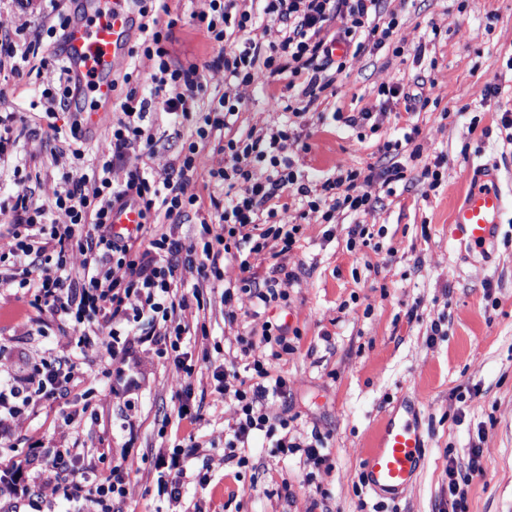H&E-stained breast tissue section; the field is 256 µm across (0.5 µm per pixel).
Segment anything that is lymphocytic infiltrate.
I'll return each instance as SVG.
<instances>
[{"label":"lymphocytic infiltrate","mask_w":512,"mask_h":512,"mask_svg":"<svg viewBox=\"0 0 512 512\" xmlns=\"http://www.w3.org/2000/svg\"><path fill=\"white\" fill-rule=\"evenodd\" d=\"M137 2L139 45L130 51L131 62L113 76L129 90L107 144L96 155L88 153L82 131L85 118L72 107L64 67L40 63L45 71L40 105L46 117L65 114V127H53L52 137L61 140V153L71 155L78 165L62 174L48 203H40L27 186L0 198V216L9 221L10 238L7 250L0 252V286L26 290L37 315L79 330L81 344L103 347L107 354L124 350L132 341L129 333L137 332L135 341L153 346L157 357L172 361L183 389L178 416L192 421L197 414L184 389L192 368L183 342L189 326L181 316L187 300L178 294V258H185L201 278L219 279L222 260L233 257L239 276L225 287V302L242 293L266 305L278 301L282 291L275 281L258 283L251 260L273 241L282 251L292 250L303 227L280 223L270 201L295 189L307 197L310 212L321 213L328 221L334 213L368 206L374 181L373 175L350 164L338 165L336 177L303 180L289 152L301 136L291 128L232 135L239 101L226 92L208 95V74L223 72L226 81L240 85L285 77L289 94L278 98L275 108L298 118L306 111L305 100L329 86L321 63L329 55L328 45L318 37L327 22L338 21L340 40L361 52L390 45L398 19L391 14L372 21L379 0H257L250 10L240 7L238 0H204V8L192 17L219 52L205 66H183L170 60L159 28L161 16L170 12L168 0ZM272 26L278 29V40L263 43L262 32ZM235 34L241 38L239 47L224 52L226 38ZM138 55L155 62L150 76L153 91L142 98L130 87ZM152 113L166 115L175 128L193 126L181 149L160 170L150 164L156 144L148 120ZM215 141L224 155L218 167L208 151ZM118 168L124 172L119 179L114 176ZM202 173L218 183L222 193L211 196L198 237L189 241L174 227L198 203L194 184ZM126 206L138 207L141 222L134 231L113 233L112 210ZM75 253L81 257L76 267L70 262ZM105 324L110 332L104 338L97 330ZM237 342L249 361L250 376L220 366L213 372L216 393L233 400L236 407L235 422L224 435L228 458L247 467L244 450L261 433L281 454L300 452L306 464L328 465L321 434H314L304 446L291 442L288 418L266 411L269 399L288 393L287 379L271 368L272 360L294 350L286 331L267 329L260 338L241 336ZM79 371L67 357L45 362L19 380L0 377V447L9 448L14 428L24 424L43 399L67 392ZM198 449L194 441L156 454L158 491L170 503L181 502L187 479L208 483L207 474L189 467V458ZM127 485L123 465L100 475L93 453L77 442L48 454L34 444L25 458H11L0 466V499L28 500L33 512L56 497L79 504L83 512H112L113 504L125 501Z\"/></svg>","instance_id":"obj_1"}]
</instances>
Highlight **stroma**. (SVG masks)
Wrapping results in <instances>:
<instances>
[{
    "mask_svg": "<svg viewBox=\"0 0 512 512\" xmlns=\"http://www.w3.org/2000/svg\"><path fill=\"white\" fill-rule=\"evenodd\" d=\"M202 7V0H173L167 47L174 62L201 66L216 56L191 17ZM379 8L397 14L393 39L403 54L383 48L349 55L331 91L301 120L308 149L298 160L302 170L322 177L342 162L372 171L371 205L339 213L328 224L317 213L301 218L297 201L280 212L282 223L303 224V234L289 253L255 260L254 271L258 280H277L286 304L257 308L244 293L225 303L224 285L239 274L231 259L220 281L178 270L180 293L196 289L203 297L202 305H190L184 314L198 421L178 419L172 363L135 344L115 360L137 380L135 389L116 393L111 381L87 380L44 400L14 431V458H24L33 442L59 448L79 436L98 449L101 473L117 463L128 472L121 512H167L152 457L192 433L213 445L193 464L208 468L211 483L185 484L182 495L185 504L204 512H450L448 471L465 470L477 448L485 472L466 488V512H512V201L489 254H462L448 240L470 162L496 163L512 181V126L502 124L504 113H512V0H381ZM0 20L8 22L16 42L26 44L49 15L44 0L26 9L0 0ZM488 84L497 92L482 96ZM208 86L240 100L233 134L288 121L273 106L274 97L287 92L285 81L229 87L218 75ZM383 86L404 87L411 98L385 101L378 94ZM40 91L35 72L0 66V105L44 135L40 141L20 139L16 156L24 175L47 196L73 160L52 154L48 121L34 107ZM337 111L343 120L334 119ZM360 112L369 113V126L345 124V117ZM408 133L414 139L398 156L406 177L385 189L380 175L390 160L381 148ZM438 157L444 160L442 180L432 190L421 171ZM353 224L372 232L369 245L348 248ZM28 301L18 288L0 292V369L25 375L59 355L81 356L90 373L103 369L105 350L78 349L76 332L49 321L28 330ZM268 323L299 331L300 340L293 354L273 364L288 379V396L268 400L267 411L291 418L289 437L297 443L321 432L330 468H310L297 453L281 455L262 437L248 449L246 469L224 456V430L235 407L217 398L212 371L220 365L245 374L237 339L261 336ZM410 389L421 397L424 468L399 500L381 499L361 482V458ZM127 416L133 429L122 425Z\"/></svg>",
    "mask_w": 512,
    "mask_h": 512,
    "instance_id": "obj_1",
    "label": "stroma"
}]
</instances>
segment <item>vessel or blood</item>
Listing matches in <instances>:
<instances>
[{"label":"vessel or blood","mask_w":512,"mask_h":512,"mask_svg":"<svg viewBox=\"0 0 512 512\" xmlns=\"http://www.w3.org/2000/svg\"><path fill=\"white\" fill-rule=\"evenodd\" d=\"M137 32L131 0H82L60 43L59 54L75 87L73 104L85 116L84 129L103 125L112 110V77L128 59ZM469 189L448 224L449 241L468 252L487 253L496 241L506 194L496 166L480 163L465 173ZM419 399L405 392L402 410L381 425L373 448L362 457L370 489L397 495L416 480L425 461L419 428Z\"/></svg>","instance_id":"b4317fda"}]
</instances>
